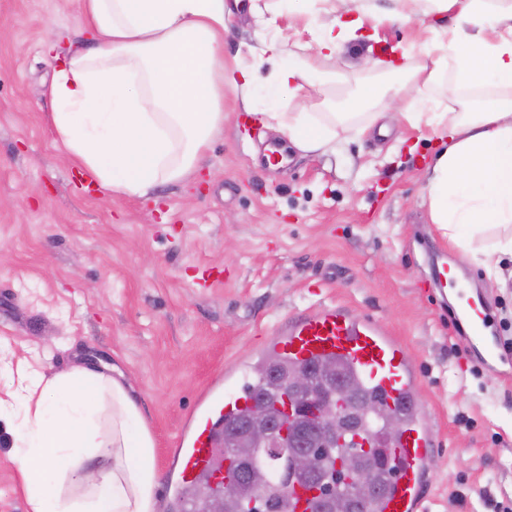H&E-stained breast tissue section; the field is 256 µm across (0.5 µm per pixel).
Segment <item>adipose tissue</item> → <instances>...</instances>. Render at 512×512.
Masks as SVG:
<instances>
[{
	"mask_svg": "<svg viewBox=\"0 0 512 512\" xmlns=\"http://www.w3.org/2000/svg\"><path fill=\"white\" fill-rule=\"evenodd\" d=\"M288 0L315 17L312 53L288 50L277 0L255 7L264 32L250 66L233 85L250 100L257 72L266 83L268 120L299 149L335 152L354 112H313L306 91L335 82L323 70L347 42L365 66L399 80L389 89L395 120L430 129L442 149L428 166L422 204L432 224L471 262L498 274L497 255H512V0ZM92 49L65 57L50 88L59 142L88 182L148 196L191 176L211 137L224 126L226 0H78ZM448 14L452 26L423 47L412 67L378 57L382 25ZM437 89L438 100L426 93ZM454 111H447V104ZM16 405L14 457L27 512H155L160 473L153 436L121 380L76 368L20 375L0 410Z\"/></svg>",
	"mask_w": 512,
	"mask_h": 512,
	"instance_id": "1",
	"label": "adipose tissue"
}]
</instances>
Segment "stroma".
<instances>
[{"mask_svg": "<svg viewBox=\"0 0 512 512\" xmlns=\"http://www.w3.org/2000/svg\"><path fill=\"white\" fill-rule=\"evenodd\" d=\"M251 6L239 0L225 19V73L262 36ZM432 24L379 36L416 61ZM49 38L60 53L87 47L76 0H0V396L32 369L122 375L155 439L156 512H175L173 450L192 413L256 382L268 337L289 321L340 304L400 339L416 374L436 451L424 512L512 508V256L500 255L498 282L430 224L429 131L383 134L371 121L393 75L339 53L331 98L370 82L379 100L336 153L291 146L279 166L265 160L284 137L265 125L263 99L247 110L225 87L203 168L138 197L84 189L57 141ZM444 267L455 287L439 280ZM468 301L488 344L470 338ZM13 441L0 421V512H26Z\"/></svg>", "mask_w": 512, "mask_h": 512, "instance_id": "1", "label": "stroma"}]
</instances>
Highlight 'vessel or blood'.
Instances as JSON below:
<instances>
[{
	"label": "vessel or blood",
	"instance_id": "obj_1",
	"mask_svg": "<svg viewBox=\"0 0 512 512\" xmlns=\"http://www.w3.org/2000/svg\"><path fill=\"white\" fill-rule=\"evenodd\" d=\"M268 350L298 362L325 356L342 359L364 383L384 393L389 407L408 415L392 453L397 476L376 508L377 512H422L423 477L435 463L431 425L420 414L413 395L416 380L400 343L373 322L336 305L290 321L287 328L270 337ZM246 404L245 397L228 394L212 399L201 412L192 415L191 437L176 450L182 477L193 481L206 470L210 451L216 445L218 422Z\"/></svg>",
	"mask_w": 512,
	"mask_h": 512
}]
</instances>
